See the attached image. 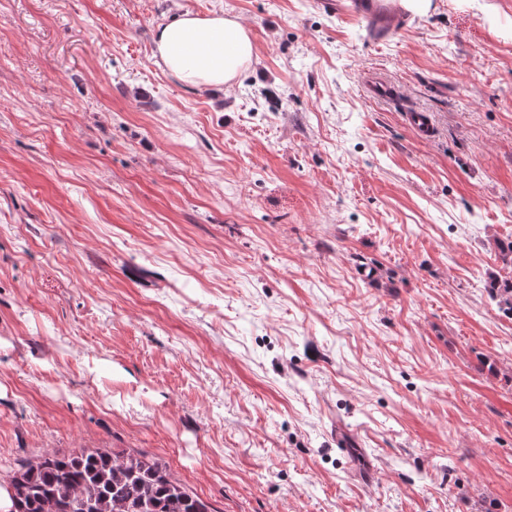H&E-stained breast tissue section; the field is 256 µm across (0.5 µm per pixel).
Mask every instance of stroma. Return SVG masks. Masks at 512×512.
Listing matches in <instances>:
<instances>
[{"label": "stroma", "mask_w": 512, "mask_h": 512, "mask_svg": "<svg viewBox=\"0 0 512 512\" xmlns=\"http://www.w3.org/2000/svg\"><path fill=\"white\" fill-rule=\"evenodd\" d=\"M182 12L248 30L223 89L160 61ZM370 27L0 0L1 478L111 448L213 512H512V0ZM490 294L502 311L512 316V280L493 278L489 284Z\"/></svg>", "instance_id": "obj_1"}]
</instances>
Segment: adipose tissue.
<instances>
[{"label":"adipose tissue","instance_id":"1","mask_svg":"<svg viewBox=\"0 0 512 512\" xmlns=\"http://www.w3.org/2000/svg\"><path fill=\"white\" fill-rule=\"evenodd\" d=\"M155 44L166 68L191 86L224 85L254 56L245 28L221 15L202 19L186 12L176 16L158 27Z\"/></svg>","mask_w":512,"mask_h":512}]
</instances>
